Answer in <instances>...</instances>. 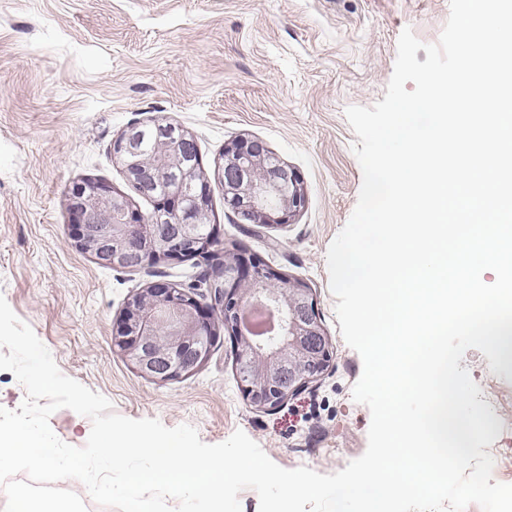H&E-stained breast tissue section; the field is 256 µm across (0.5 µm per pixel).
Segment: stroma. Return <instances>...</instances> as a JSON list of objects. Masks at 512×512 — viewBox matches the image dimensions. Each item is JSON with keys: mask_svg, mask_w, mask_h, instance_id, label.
Wrapping results in <instances>:
<instances>
[{"mask_svg": "<svg viewBox=\"0 0 512 512\" xmlns=\"http://www.w3.org/2000/svg\"><path fill=\"white\" fill-rule=\"evenodd\" d=\"M448 16L449 0H0V295L60 371L113 412L192 425L207 444L239 429L285 469H344L365 452L371 421L352 397L363 362L341 335L326 261L362 184L345 110L383 100L404 28L433 44ZM160 119L197 143L221 250H245L311 290L328 367L276 408L244 400L224 330L195 373L165 382L114 345L136 294L156 281L208 292L204 265L106 268L69 236L67 190L83 180L153 212L113 145ZM241 138L264 141L299 176L307 205L290 223L243 224L225 206L215 164ZM459 366L499 396L485 451L493 480L512 484V428L502 423L512 365L491 370L471 348Z\"/></svg>", "mask_w": 512, "mask_h": 512, "instance_id": "stroma-1", "label": "stroma"}]
</instances>
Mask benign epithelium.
<instances>
[{
    "instance_id": "benign-epithelium-1",
    "label": "benign epithelium",
    "mask_w": 512,
    "mask_h": 512,
    "mask_svg": "<svg viewBox=\"0 0 512 512\" xmlns=\"http://www.w3.org/2000/svg\"><path fill=\"white\" fill-rule=\"evenodd\" d=\"M140 130L132 126L115 142L114 152L127 178L158 175L172 168L194 191L184 195L168 188L144 217L123 196L104 183L80 182L67 192L72 239L102 264L124 267L130 260L144 266L155 258L184 262L204 259L206 275L219 285L214 302H201L192 291L156 282L127 306L113 342L141 374L169 381L195 372L208 356L215 337V314L222 313L224 331L233 339L239 387L256 409H271L317 379L327 367L329 343L310 290L279 270L261 265L242 251L217 258L216 232L202 235L210 185L200 160L193 157L195 140L183 132L167 154L155 161L140 147ZM218 172L224 205L243 224H288L306 206L299 176L256 139L224 148ZM255 301L278 318L274 331H245L244 306Z\"/></svg>"
}]
</instances>
